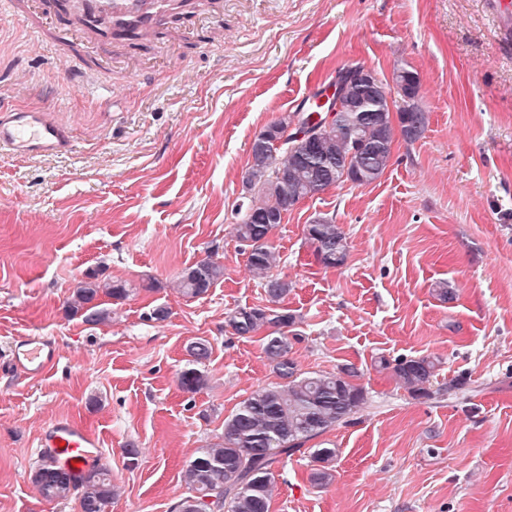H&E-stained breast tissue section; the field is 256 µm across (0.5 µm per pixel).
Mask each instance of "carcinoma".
I'll list each match as a JSON object with an SVG mask.
<instances>
[{
    "label": "carcinoma",
    "instance_id": "1",
    "mask_svg": "<svg viewBox=\"0 0 512 512\" xmlns=\"http://www.w3.org/2000/svg\"><path fill=\"white\" fill-rule=\"evenodd\" d=\"M378 87L369 96L357 84L348 85L352 105L338 113L337 121L320 127L314 145L307 147L288 140L291 147L281 155H265L252 147L244 186L249 203L241 222L234 225L237 239L247 249V268L260 281L269 305L231 310L225 326L237 336L262 337L263 352L276 375L284 383L260 388L244 399L236 411L224 419V435L200 448L182 473L188 491L206 490L220 503L213 510L206 503L186 506L176 512H271L275 465L292 456L309 441L336 426L349 422L367 402V394L357 383L361 374L353 365L344 364L334 372H304L289 357L291 341L288 329L296 316L278 306L288 295V280L271 274L276 255L269 243L272 231L283 222L288 211L300 201L349 181L367 186L377 181L389 167L393 146L400 137L407 143L419 139L428 123V115L418 102V74L400 66L393 72L392 83L373 77ZM405 90L396 111H391L388 94L393 88ZM320 110L289 112L263 129L269 137L279 135L295 117L310 121ZM305 237L316 259L327 268L345 264L349 252L346 234L330 221L318 219L306 225ZM224 277V265L205 258L183 269L175 281L179 293L197 298ZM122 283L89 275L77 282L67 302L72 316L98 325L108 321L112 312L98 300L105 295L116 300L129 296ZM188 367L179 377L182 389L193 392L205 384L199 369L210 357L211 345L205 339L186 346ZM375 365L391 370L402 387L413 397L430 394V385L440 361L422 356L391 363L381 356ZM336 448L310 449V480L326 485L334 477ZM32 483L42 496L67 501L79 493L80 512H108L116 494L112 475L104 465L94 466L80 475L47 457L31 474Z\"/></svg>",
    "mask_w": 512,
    "mask_h": 512
}]
</instances>
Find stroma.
<instances>
[{"label":"stroma","mask_w":512,"mask_h":512,"mask_svg":"<svg viewBox=\"0 0 512 512\" xmlns=\"http://www.w3.org/2000/svg\"><path fill=\"white\" fill-rule=\"evenodd\" d=\"M495 2L223 0L221 32H181L175 55L114 70L109 106L0 15V96L53 105L72 141L65 154L0 156V512H79L30 480L37 438L60 418L100 440L110 512H171L197 449L277 383L260 336L224 323L267 303L233 233L249 145L354 64L386 81L414 69L429 124L395 142L376 183L305 199L270 236L292 284V358L305 372L355 365L368 398L323 436L339 450L333 481L311 483L309 455L295 453L275 469L271 512H512V38ZM319 218L345 231L343 266L324 267L307 243ZM208 257L223 280L179 295L181 270ZM89 271L131 289L102 297L111 322L66 311ZM440 281L452 301L435 295ZM158 305L166 321L150 320ZM33 335L54 338L59 358L11 373L12 342ZM198 339L212 353L188 392L178 376ZM426 355L442 365L421 399L373 368Z\"/></svg>","instance_id":"35a3bbf8"}]
</instances>
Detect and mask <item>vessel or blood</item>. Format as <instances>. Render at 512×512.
Instances as JSON below:
<instances>
[{
    "label": "vessel or blood",
    "instance_id": "1",
    "mask_svg": "<svg viewBox=\"0 0 512 512\" xmlns=\"http://www.w3.org/2000/svg\"><path fill=\"white\" fill-rule=\"evenodd\" d=\"M23 17L31 34L43 47L62 56L70 78L103 98H111V84L99 77L118 64H130L133 46L149 57L168 54L170 47L158 39L179 20L183 26L218 24L219 10L195 8L190 0H0V14ZM50 105L19 106L0 99V153L55 155L71 148L65 127L50 117ZM57 357L55 343L46 337L16 339L10 366L36 376ZM37 447L54 455L73 472L102 461L101 444L76 422L55 420L42 430Z\"/></svg>",
    "mask_w": 512,
    "mask_h": 512
}]
</instances>
